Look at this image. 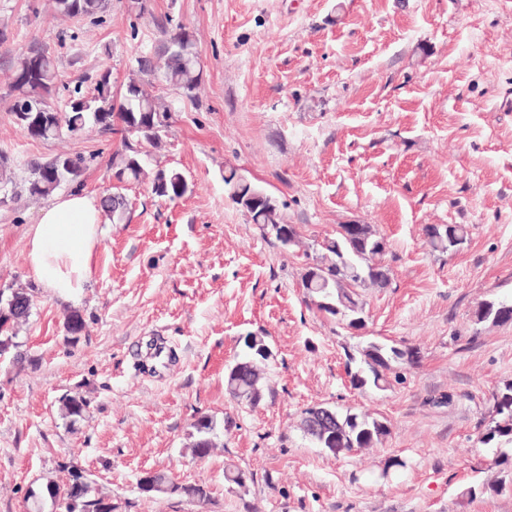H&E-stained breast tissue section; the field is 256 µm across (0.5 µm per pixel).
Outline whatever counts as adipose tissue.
I'll return each instance as SVG.
<instances>
[{"mask_svg":"<svg viewBox=\"0 0 512 512\" xmlns=\"http://www.w3.org/2000/svg\"><path fill=\"white\" fill-rule=\"evenodd\" d=\"M103 209L80 191L55 196L27 233L26 261L35 279L53 296L79 302L89 284L101 243Z\"/></svg>","mask_w":512,"mask_h":512,"instance_id":"obj_1","label":"adipose tissue"}]
</instances>
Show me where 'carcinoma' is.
I'll use <instances>...</instances> for the list:
<instances>
[{"mask_svg":"<svg viewBox=\"0 0 512 512\" xmlns=\"http://www.w3.org/2000/svg\"><path fill=\"white\" fill-rule=\"evenodd\" d=\"M57 15L66 18L95 20L108 9V0H54ZM165 41L157 61L139 60V71L151 74L161 72L165 81L186 96H192L198 88L202 70L193 35L182 27L163 30ZM58 68L53 52L46 46L30 45L18 51L10 70L8 82L10 112L26 135L33 140L49 141L65 134L76 135L87 128L97 127L104 132L114 131L120 123L126 137L123 149L112 155V168L123 184L149 180L151 191L159 198L175 200L185 196L189 184L184 174L174 168L155 166L148 168L149 153L129 142L134 137L140 143L156 148L162 133L168 127L170 113L158 98L146 93L142 80L131 78L119 92L112 91L111 72L103 71L95 81V94L81 96L68 103V109L58 112L48 100L56 91ZM84 159L65 154L28 164V176L13 180L8 161L0 157V198L13 199L24 190L31 196L48 197L67 183L76 181L82 174ZM106 208L112 214V222L119 224L125 218L126 203L123 196L114 194L105 199ZM251 223L260 234L274 237V224L287 225L280 207L267 210H245ZM425 235L430 247L442 253L461 245L466 238L464 227L456 224L427 226ZM384 237L370 224H341L336 235L323 243L327 252L326 262L317 265L324 275L323 281L309 287V272L301 274L302 288L306 294L323 302L319 309L334 317L347 320L350 327L364 326L363 302L358 288L368 286L382 288L389 283V269L380 258L385 253ZM25 302L22 313L17 314L0 300V340L13 339L18 327L27 320L32 306V296L25 289H18ZM336 309L331 310L328 305ZM480 321L490 319L495 323L512 322V301L487 303L477 311ZM67 330L80 335L86 327L82 313L71 308L66 315ZM364 359L350 372L351 384L356 389L367 386L383 390L387 387L386 370L392 364L418 362V352L410 347L387 346L375 341L367 342L362 349ZM265 382V364L258 361L254 369L235 380L225 378L229 394L242 404L256 406L262 399ZM87 402L81 397L69 396L62 400L61 414L73 425L83 418ZM495 425L483 436V443L496 444V461L500 465H512V384L494 396ZM338 424L334 432L333 454L339 455L355 448H371L389 433L388 426L368 414L336 413ZM191 443L192 454L208 456L217 444L214 440V423L203 416L194 425ZM68 480L59 485L50 480L46 489L56 496L61 512H113L112 499L98 493L93 487L91 474L75 465L68 467ZM139 489L148 494H161L163 488H181L182 494L199 501L207 498L201 485H176L166 475L156 473L138 481Z\"/></svg>","mask_w":512,"mask_h":512,"instance_id":"1","label":"carcinoma"}]
</instances>
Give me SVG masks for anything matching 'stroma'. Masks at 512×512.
I'll list each match as a JSON object with an SVG mask.
<instances>
[{
	"mask_svg": "<svg viewBox=\"0 0 512 512\" xmlns=\"http://www.w3.org/2000/svg\"><path fill=\"white\" fill-rule=\"evenodd\" d=\"M110 0L101 21L61 20L52 0H0V154L16 178L30 161L82 156L71 187L112 190L120 135L30 139L6 93L11 51H54L65 109L136 76L169 22L193 34L203 77L194 97L148 90L171 112L150 162L190 184L182 198L127 185L129 219L105 223L78 304L87 328L65 329L66 304L39 287L26 232L47 201L0 206V288L33 291L17 341L24 362L0 358V512H28L29 490L66 481L63 462L91 472L115 512H512V485L483 435L493 395L512 383V322L478 321L512 298V0ZM235 168L272 192L300 245L261 237L229 199ZM341 224L383 236L384 288H365V327L347 329L309 301L307 262ZM458 224L466 241L433 251L428 225ZM273 356L259 405L232 399L227 365L244 336ZM414 348L416 365L386 390L351 388L348 355L366 341ZM166 344L159 366L149 344ZM87 402L69 425L63 396ZM329 404L385 422L374 447L333 455L307 438L304 409ZM212 418L215 450L193 458L189 435ZM407 469L378 474L393 457ZM244 471L238 487L226 468ZM147 472L203 485L205 502L152 496Z\"/></svg>",
	"mask_w": 512,
	"mask_h": 512,
	"instance_id": "35a3bbf8",
	"label": "stroma"
}]
</instances>
